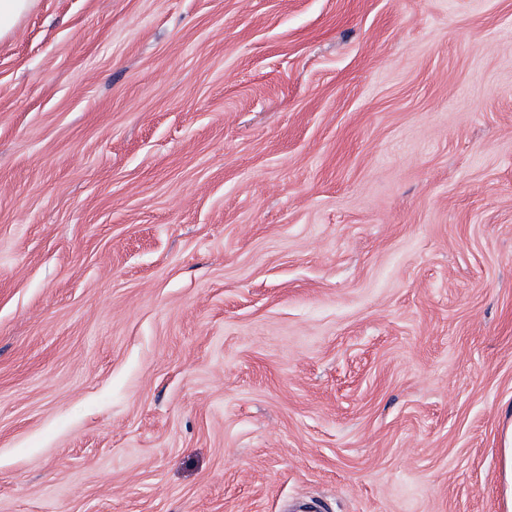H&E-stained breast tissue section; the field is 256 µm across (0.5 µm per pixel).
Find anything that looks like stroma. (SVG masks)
I'll list each match as a JSON object with an SVG mask.
<instances>
[{
    "mask_svg": "<svg viewBox=\"0 0 512 512\" xmlns=\"http://www.w3.org/2000/svg\"><path fill=\"white\" fill-rule=\"evenodd\" d=\"M512 0H37L0 39V512H499Z\"/></svg>",
    "mask_w": 512,
    "mask_h": 512,
    "instance_id": "35a3bbf8",
    "label": "stroma"
}]
</instances>
